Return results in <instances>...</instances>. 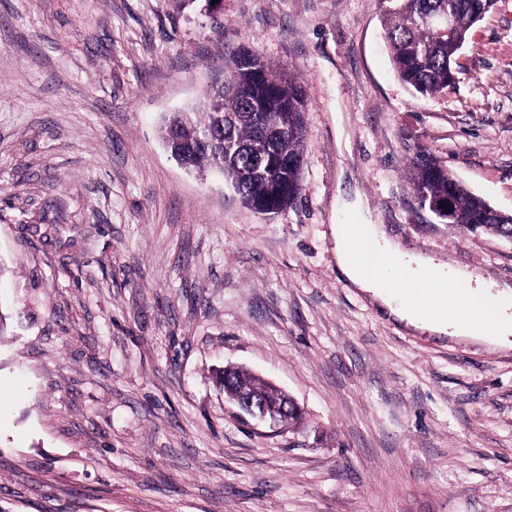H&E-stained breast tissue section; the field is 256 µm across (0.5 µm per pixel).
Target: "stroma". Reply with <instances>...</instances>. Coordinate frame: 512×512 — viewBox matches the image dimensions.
Returning a JSON list of instances; mask_svg holds the SVG:
<instances>
[{"label": "stroma", "instance_id": "35a3bbf8", "mask_svg": "<svg viewBox=\"0 0 512 512\" xmlns=\"http://www.w3.org/2000/svg\"><path fill=\"white\" fill-rule=\"evenodd\" d=\"M396 0H0V512H512V338L392 320L332 225L480 275L512 242L443 223L414 148L512 214V0L431 97L396 78ZM306 88L303 190L269 217L163 141L228 49ZM303 410L239 414L220 371Z\"/></svg>", "mask_w": 512, "mask_h": 512}]
</instances>
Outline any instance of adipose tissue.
<instances>
[{
  "label": "adipose tissue",
  "instance_id": "ef3b65f1",
  "mask_svg": "<svg viewBox=\"0 0 512 512\" xmlns=\"http://www.w3.org/2000/svg\"><path fill=\"white\" fill-rule=\"evenodd\" d=\"M365 238L374 247L377 261L366 265L355 259L350 243L352 227H333L336 261L349 282L371 293L391 317L435 334L512 335L502 307L487 303L474 287L472 274H449L432 258L404 254L374 224L362 225ZM422 284V299L407 300L401 282Z\"/></svg>",
  "mask_w": 512,
  "mask_h": 512
}]
</instances>
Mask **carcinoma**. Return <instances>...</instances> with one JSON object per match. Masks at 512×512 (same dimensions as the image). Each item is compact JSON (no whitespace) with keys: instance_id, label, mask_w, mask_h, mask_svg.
I'll return each instance as SVG.
<instances>
[{"instance_id":"obj_1","label":"carcinoma","mask_w":512,"mask_h":512,"mask_svg":"<svg viewBox=\"0 0 512 512\" xmlns=\"http://www.w3.org/2000/svg\"><path fill=\"white\" fill-rule=\"evenodd\" d=\"M385 36L398 79L414 94L434 96L451 85L455 44L468 40L480 0H397ZM453 10L455 31L438 32L429 20ZM306 90L301 79L277 69L258 53L231 54L224 84L210 87L201 108L175 112L165 144L185 168L221 174L243 203L275 215L301 196ZM410 180L418 199L452 201L449 223L471 233L512 235V220L491 214L489 203L469 190L426 150L410 158Z\"/></svg>"}]
</instances>
